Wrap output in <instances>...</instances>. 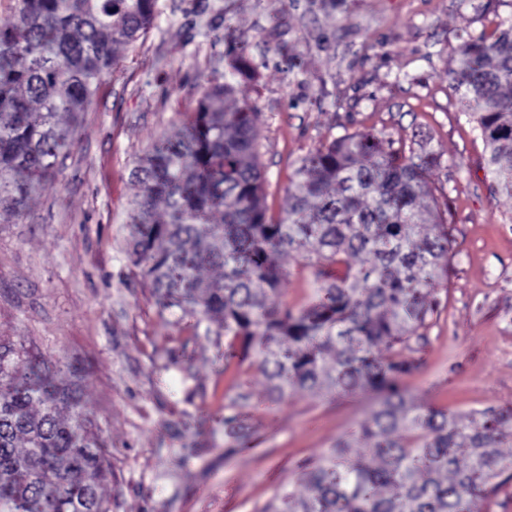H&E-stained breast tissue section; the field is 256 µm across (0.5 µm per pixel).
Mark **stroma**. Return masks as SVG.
Listing matches in <instances>:
<instances>
[{"instance_id":"obj_1","label":"stroma","mask_w":512,"mask_h":512,"mask_svg":"<svg viewBox=\"0 0 512 512\" xmlns=\"http://www.w3.org/2000/svg\"><path fill=\"white\" fill-rule=\"evenodd\" d=\"M512 22V0H156L144 39L118 49L79 116L74 146L24 215L0 216V340L79 368L84 410L112 472V512H264L337 439L353 438L371 393L274 401L255 354L220 319L161 307L127 254L136 163L181 132L223 81L229 47L252 71L228 108L256 114L269 216L288 208L301 159L369 130L437 158L448 265L424 337L403 355V385L451 414L512 407V198L493 192L486 147L448 81L458 47ZM274 300L307 308L346 262L279 257Z\"/></svg>"}]
</instances>
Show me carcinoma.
I'll list each match as a JSON object with an SVG mask.
<instances>
[{
	"label": "carcinoma",
	"instance_id": "carcinoma-1",
	"mask_svg": "<svg viewBox=\"0 0 512 512\" xmlns=\"http://www.w3.org/2000/svg\"><path fill=\"white\" fill-rule=\"evenodd\" d=\"M155 0H15L0 25V214L26 210L74 143L76 118L117 48L149 32ZM487 147L485 165L512 196V23L464 42L448 74ZM232 83L213 84L185 129L160 140L132 170L128 250L135 274L164 306L218 315L224 335L255 351L271 394L373 391L360 425L375 463L336 441L305 479L267 512H473L512 480V409L450 415L415 402L399 380L413 364L394 350L423 337L428 300L448 259L437 208L422 204L436 158L371 132L346 133L302 159L288 211L268 219L255 113L232 112ZM69 116L63 123L61 115ZM167 219L156 216L158 201ZM433 233L416 240L419 229ZM317 263L366 260L320 288L298 313L270 303L282 273L275 256ZM205 267L223 270L206 280ZM392 354L383 359L378 347ZM0 512H110L102 444L77 390L28 352L0 344Z\"/></svg>",
	"mask_w": 512,
	"mask_h": 512
}]
</instances>
